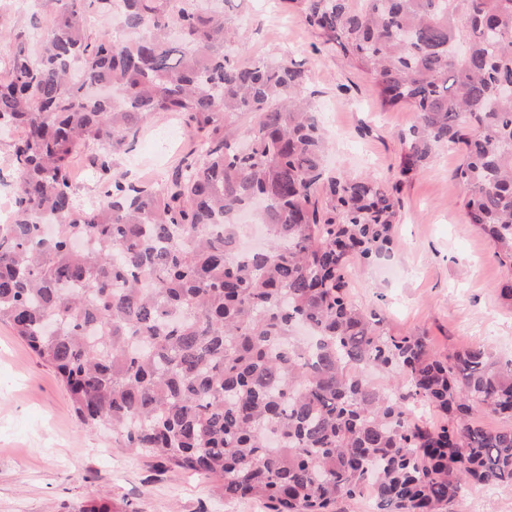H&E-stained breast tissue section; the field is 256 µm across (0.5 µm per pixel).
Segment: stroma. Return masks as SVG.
<instances>
[{
    "mask_svg": "<svg viewBox=\"0 0 512 512\" xmlns=\"http://www.w3.org/2000/svg\"><path fill=\"white\" fill-rule=\"evenodd\" d=\"M233 14L247 59L288 54L301 63L330 139L329 168L400 184L397 246L359 271L354 301L382 313L391 333L427 337L439 353L484 344L511 360L512 306L500 291L512 274L459 203L452 173L461 151L444 149L422 173L400 180L397 134L412 124L410 108L384 109L370 76L323 45L284 0H236ZM191 148L183 119L166 117L145 125L115 164L132 177H161ZM102 499L112 512H255L256 505L225 499L217 479L134 455L111 429L81 425L54 370L0 322V512H86ZM449 512H512V490L466 487Z\"/></svg>",
    "mask_w": 512,
    "mask_h": 512,
    "instance_id": "stroma-1",
    "label": "stroma"
}]
</instances>
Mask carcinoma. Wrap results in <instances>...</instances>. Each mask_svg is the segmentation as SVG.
Returning a JSON list of instances; mask_svg holds the SVG:
<instances>
[{
	"label": "carcinoma",
	"mask_w": 512,
	"mask_h": 512,
	"mask_svg": "<svg viewBox=\"0 0 512 512\" xmlns=\"http://www.w3.org/2000/svg\"><path fill=\"white\" fill-rule=\"evenodd\" d=\"M34 2L53 20L40 53L27 28H0V132L21 131L0 322L57 371L80 423L270 512L366 493L376 512H443L470 481L512 489V428L480 425L512 419V361L484 345L443 357L352 300L354 274L392 253L400 199L326 173L304 70L242 62L233 0H121L119 41L87 28L115 0ZM285 2L382 106L414 109L401 175L463 150L462 206L512 273V0ZM164 116L185 118L190 156L160 182L112 172L80 205L78 150L111 172ZM259 200L267 244L247 252L237 217Z\"/></svg>",
	"instance_id": "1"
}]
</instances>
